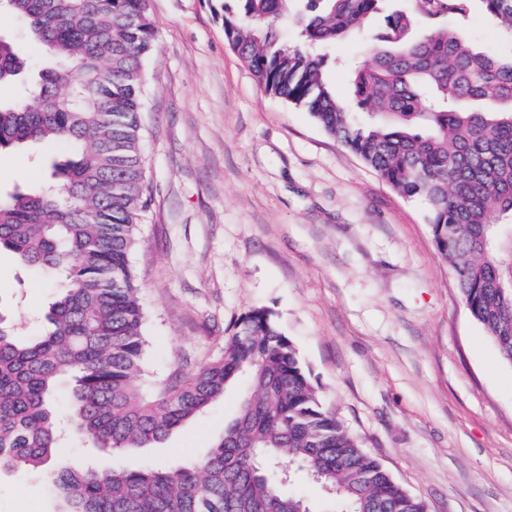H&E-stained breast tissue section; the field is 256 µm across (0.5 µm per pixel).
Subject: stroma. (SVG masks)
<instances>
[{
  "mask_svg": "<svg viewBox=\"0 0 512 512\" xmlns=\"http://www.w3.org/2000/svg\"><path fill=\"white\" fill-rule=\"evenodd\" d=\"M157 44L143 68L148 206L132 261L146 313L139 384L152 392L218 357L234 323L275 312L326 407L428 512H512V365L468 315L420 202L401 197L274 97L224 39V0H148ZM501 56L512 40L473 0L420 18ZM369 42H336L327 79L349 96ZM63 143L0 152V192L50 181ZM52 274L0 251V307L37 333ZM162 443L119 457L72 438L60 466L90 459L189 464L224 433L248 387ZM36 471L0 472V512H56Z\"/></svg>",
  "mask_w": 512,
  "mask_h": 512,
  "instance_id": "35a3bbf8",
  "label": "stroma"
}]
</instances>
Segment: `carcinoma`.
Returning <instances> with one entry per match:
<instances>
[{"instance_id":"obj_1","label":"carcinoma","mask_w":512,"mask_h":512,"mask_svg":"<svg viewBox=\"0 0 512 512\" xmlns=\"http://www.w3.org/2000/svg\"><path fill=\"white\" fill-rule=\"evenodd\" d=\"M387 0H224V37L257 82L317 124L402 197L425 204L438 255L471 316L512 364V56L420 17L470 0H411L385 16L354 71L352 112L326 79V50L363 35ZM512 40V0H480ZM298 3L300 45L275 22ZM63 69L0 103V152L62 141L77 159L52 182L0 195V250L59 277L37 336L0 313V470H41L58 512H313L284 488L299 472L330 492L322 512H426L322 403L274 313L234 324L221 355L151 398L141 394L145 312L130 256L146 207L139 148L143 62L155 47L147 0H4ZM139 24L132 25L133 20ZM26 63L0 36V84ZM247 373L224 435L192 465L58 469L61 425L116 455L164 441ZM70 380L65 418L55 402Z\"/></svg>"}]
</instances>
